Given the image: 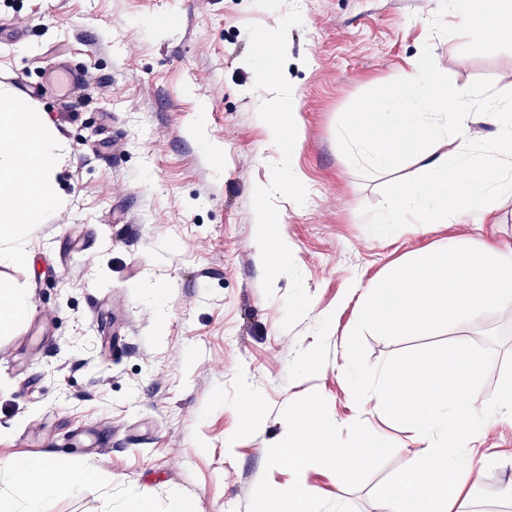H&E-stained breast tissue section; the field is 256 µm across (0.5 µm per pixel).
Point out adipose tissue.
I'll use <instances>...</instances> for the list:
<instances>
[{
  "instance_id": "adipose-tissue-1",
  "label": "adipose tissue",
  "mask_w": 512,
  "mask_h": 512,
  "mask_svg": "<svg viewBox=\"0 0 512 512\" xmlns=\"http://www.w3.org/2000/svg\"><path fill=\"white\" fill-rule=\"evenodd\" d=\"M481 109L495 126L493 138L474 144L469 136L473 109ZM338 138L358 159L379 169L397 155L416 152L422 177L392 190L382 224H493L502 203L512 198V89L487 94L449 87L446 76L422 64L401 73L381 99L362 102L348 113ZM452 148L440 151L441 141ZM59 137L43 113L18 97L0 96V264L26 262L13 247L14 230L40 223L59 199L55 180ZM282 439L283 455L296 466L319 460L368 466L383 454L379 435H360L346 447L336 445L334 426L309 418L298 404ZM6 469L18 496L0 498V512H40L60 489H80L95 474L80 462L41 457L10 459ZM318 494L302 484L288 494L259 496L257 512H319Z\"/></svg>"
}]
</instances>
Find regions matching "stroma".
<instances>
[{"label": "stroma", "instance_id": "stroma-1", "mask_svg": "<svg viewBox=\"0 0 512 512\" xmlns=\"http://www.w3.org/2000/svg\"><path fill=\"white\" fill-rule=\"evenodd\" d=\"M303 22L287 38L284 75L303 129L292 162L305 204L280 197L279 232L311 297L285 331L278 276L266 298L254 190L280 158L255 75L244 62L247 24L276 27L280 12L253 0H0V90L35 103L63 149L56 182L66 203L16 240L29 256L0 280L30 313L0 335V462L78 455L99 481L60 493L42 512H253L259 495L299 483L320 512H383L374 489L419 456L418 433L389 419L375 396L355 402L347 341L366 284L416 251L458 239L512 244V203L494 224H377L415 154L383 170L354 162L337 126L365 98L425 58L458 89L512 87V37L488 49L478 28H448L454 0H294ZM84 72L69 99L42 87L59 62ZM223 154L216 163L215 154ZM505 332L478 392L486 404L512 354V310L467 326L389 340L366 335L367 358L434 344H483ZM316 353L319 372L301 369ZM259 396L241 431L243 394ZM314 401L345 446L379 434L387 451L363 471L274 463L292 407ZM488 463L458 502L462 512H512V416L485 423Z\"/></svg>", "mask_w": 512, "mask_h": 512}]
</instances>
